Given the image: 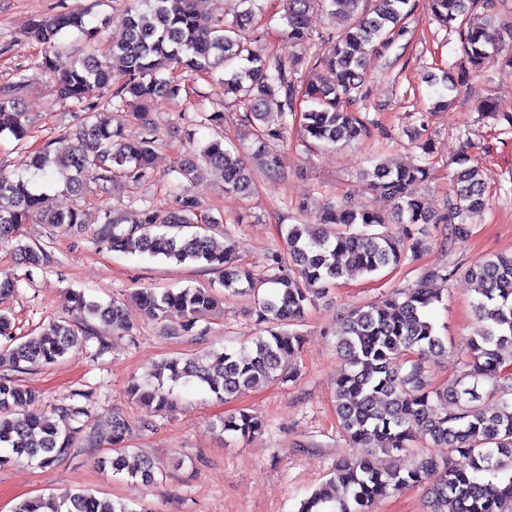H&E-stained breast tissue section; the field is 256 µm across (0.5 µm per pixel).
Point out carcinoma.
<instances>
[{
  "label": "carcinoma",
  "instance_id": "cac0c4a2",
  "mask_svg": "<svg viewBox=\"0 0 512 512\" xmlns=\"http://www.w3.org/2000/svg\"><path fill=\"white\" fill-rule=\"evenodd\" d=\"M202 2L132 0L112 46L101 53L92 50L61 73L55 64L60 36L74 29L95 43L110 19L89 27L84 14L64 12L31 22L28 34L41 45V68L53 76V93L80 105L86 116L75 132L28 156L26 174L0 173V240H16L20 266L38 268L49 261L44 250L18 237L21 225L51 224L65 231L85 225L79 209H44L37 179L56 173L72 192L109 182L116 173L134 182L148 181L153 175L156 130L147 122L141 136L129 140L122 126L112 125V110L129 108L143 118L158 99L178 97L186 77L223 70L218 82L224 97L245 106L256 153L269 173L278 167L274 147L285 139L296 117L305 137L325 146L370 136L374 120L357 107L368 96L364 61L372 54L386 56L405 35V22L414 8L411 0H375L372 8L368 0H286L284 37L291 47L311 40L307 19L315 8L345 19L343 28L323 43L324 50L307 62L297 55H254L243 25H228L220 18L210 26L202 22ZM495 9V0H431L435 19L458 29L460 49L477 71L495 57L512 67V25L501 21ZM304 65L333 72L335 82L326 84L315 75L298 79ZM465 80L463 75L446 73L445 92L432 103V110L448 105ZM92 83L111 90L106 102H85V90ZM24 86L21 78L0 90V135L9 134L17 141L28 132L26 113L17 105ZM304 100L310 107L300 112L298 104ZM204 165L223 171L224 193L252 194L250 169L221 141L208 142L176 173L181 181L193 182ZM458 165L445 210L437 216L413 192V186L428 179V165L391 167L374 160L360 179L368 189L390 199V216L351 197L329 203L321 208L319 223L281 227L285 250L271 254L261 275L236 263V246L228 232L221 249L206 232H173L195 224H221L200 214L198 202L188 194L176 195L173 209L164 216L150 207H131L116 216L105 213L93 236L110 251L204 264L222 274L224 290L252 296L257 320L272 326L269 335L257 337L251 347L224 350L217 370L202 355L170 358L155 369L156 383L133 382L127 386L128 396L148 413L164 414L176 408L173 386L177 384L199 386L226 402L262 383L296 380L302 336L292 326L303 321L326 288L355 274L419 260L429 250L427 224L448 226L450 246L469 237L467 218L487 204L486 180L484 170L469 164L467 156H461ZM394 224L399 230L392 229ZM451 276L444 267L426 265L414 286L352 308L336 327V351L347 369L336 383L335 411L352 452L336 459L330 478L303 500L299 512H373L391 494L422 485L429 486L432 512H512V374H505L512 366V253L487 255L465 270L480 326L453 350L463 371L435 386L427 379L426 362L446 351V346L428 310L442 301L437 284ZM68 298L87 310L90 322L84 329L53 321L18 344L11 319L1 311L0 336L9 345L0 350V364L6 362L14 371L50 365L91 339L98 341L102 352L106 344L94 333L95 320L129 330L125 301L102 305L87 300L81 291L70 292ZM133 301L153 318L180 314V331L198 336L204 330L196 329V316L217 305L213 290L203 287L161 293L143 288L134 293ZM38 400L37 391L7 374L0 376V466L22 458L50 466L75 451L87 408L77 402L58 407L57 412L72 422L62 428L30 410ZM212 428L248 439L262 430L263 421L240 410L219 418ZM131 433L130 423L115 417L99 438L115 446L117 455L109 460L113 473L125 471L149 485L155 481L157 464L144 458L138 468L129 470L118 449ZM419 440L430 448L448 449V457L440 460L424 454L404 473L377 466L379 455L408 451ZM11 512L135 510L125 502L75 489L62 497L22 500Z\"/></svg>",
  "mask_w": 512,
  "mask_h": 512
}]
</instances>
